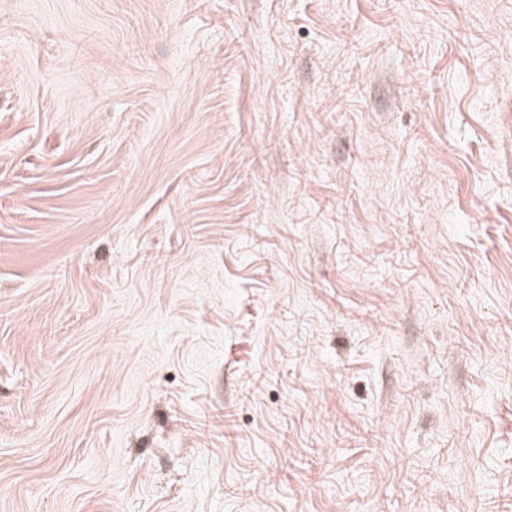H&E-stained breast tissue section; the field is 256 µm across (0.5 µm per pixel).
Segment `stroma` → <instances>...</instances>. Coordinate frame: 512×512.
I'll return each instance as SVG.
<instances>
[{"mask_svg":"<svg viewBox=\"0 0 512 512\" xmlns=\"http://www.w3.org/2000/svg\"><path fill=\"white\" fill-rule=\"evenodd\" d=\"M0 512H512V0H0Z\"/></svg>","mask_w":512,"mask_h":512,"instance_id":"1","label":"stroma"}]
</instances>
